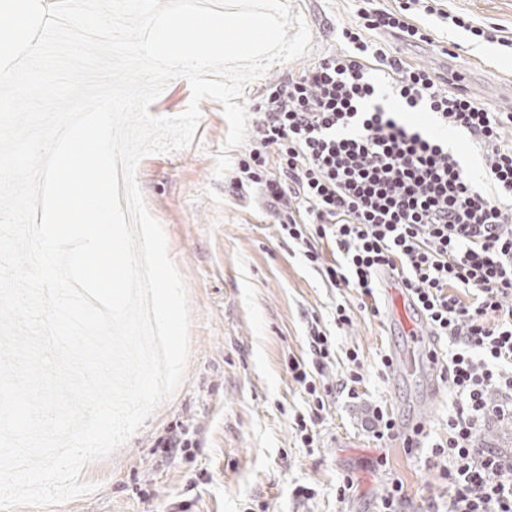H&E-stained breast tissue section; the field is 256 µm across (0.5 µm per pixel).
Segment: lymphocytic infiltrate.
Here are the masks:
<instances>
[{
	"label": "lymphocytic infiltrate",
	"instance_id": "f902f5d3",
	"mask_svg": "<svg viewBox=\"0 0 512 512\" xmlns=\"http://www.w3.org/2000/svg\"><path fill=\"white\" fill-rule=\"evenodd\" d=\"M420 12L434 9L402 0L395 11L365 10L362 28L342 27L338 48L269 87L231 185L238 194L261 185L307 263L356 289L371 316L380 314V277H396L431 336L450 347L439 377L456 401L448 436L428 457L448 485L445 512H512V456L475 445L487 421L512 420V142L501 113L365 36L429 41L412 22ZM406 112L467 131L486 153L490 192ZM324 239L337 248L330 263L317 247ZM307 344L310 361L289 369L316 410L336 393L356 399L360 374L315 382L333 354L330 332L311 326Z\"/></svg>",
	"mask_w": 512,
	"mask_h": 512
}]
</instances>
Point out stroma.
<instances>
[{
  "label": "stroma",
  "instance_id": "stroma-1",
  "mask_svg": "<svg viewBox=\"0 0 512 512\" xmlns=\"http://www.w3.org/2000/svg\"><path fill=\"white\" fill-rule=\"evenodd\" d=\"M312 41L309 52L277 61L246 86L255 103L270 84L308 69L334 50L336 28L359 24L357 0H289ZM437 8L470 26L499 32L502 43L442 23L434 15L416 22L430 42L401 43L403 56L436 74L462 73L478 102L512 113V0H436ZM202 117L190 147L145 157L137 181L150 214L159 221L168 254L183 277L191 311L184 379L129 442L111 457L87 464L81 474L94 491L80 498L15 512H249L263 501L268 512H374L389 478H401L410 497L405 512L440 504L448 487L424 449H407L404 432L421 420L428 439L448 435L454 406L449 389L429 403L430 371L405 378L382 370L381 356L405 342L389 312H363L351 288H337L310 267L301 246L283 238L258 193L236 195L229 177L214 179V157L228 133L219 102H201ZM351 307L339 327L336 305ZM320 319L336 342L323 380L334 383L359 370V397H332L323 410L294 381L292 359L308 358L306 336ZM359 355L348 361L347 352ZM396 420L393 437L372 432V412ZM318 413L311 447H303L295 418ZM187 430L191 448L171 457L160 442ZM354 487L346 500L336 489ZM304 484L309 500L292 491Z\"/></svg>",
  "mask_w": 512,
  "mask_h": 512
}]
</instances>
